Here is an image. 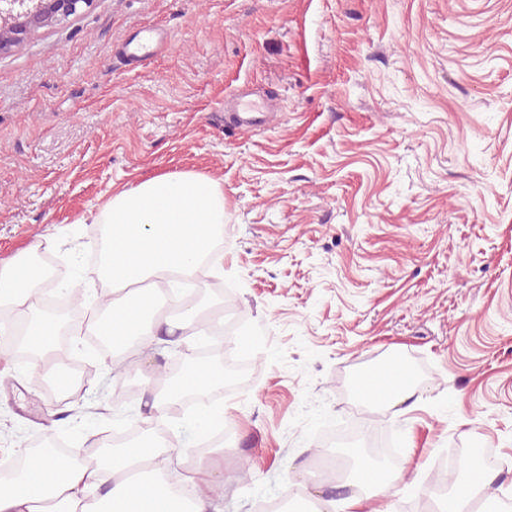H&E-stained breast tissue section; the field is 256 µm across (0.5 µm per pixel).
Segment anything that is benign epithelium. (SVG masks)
<instances>
[{
  "label": "benign epithelium",
  "mask_w": 512,
  "mask_h": 512,
  "mask_svg": "<svg viewBox=\"0 0 512 512\" xmlns=\"http://www.w3.org/2000/svg\"><path fill=\"white\" fill-rule=\"evenodd\" d=\"M94 0H0V53L32 33L86 12Z\"/></svg>",
  "instance_id": "1"
}]
</instances>
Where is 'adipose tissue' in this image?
I'll use <instances>...</instances> for the list:
<instances>
[{
    "mask_svg": "<svg viewBox=\"0 0 512 512\" xmlns=\"http://www.w3.org/2000/svg\"><path fill=\"white\" fill-rule=\"evenodd\" d=\"M96 221L103 226L98 275L110 298L92 308L87 331L123 349L146 348L162 330L194 344L203 334L196 325L197 310L179 307L174 320L163 315L165 299L156 282L174 275L190 280L201 268H221L223 253L215 247L224 232L220 184L200 173L156 174L112 194ZM39 284L28 258L0 264V308L23 316L25 341L44 356V378L63 390L68 377L47 357L60 324L38 311ZM223 382L222 368L195 365L154 389V403L175 404ZM165 421V416L153 417L152 428L142 436L113 448L97 439L95 453L80 460L63 458L45 444L21 469L0 480V512H209L213 489L224 485V457L201 458L186 479L192 495H175L169 469L157 464L162 450L155 444V428Z\"/></svg>",
    "mask_w": 512,
    "mask_h": 512,
    "instance_id": "obj_1",
    "label": "adipose tissue"
}]
</instances>
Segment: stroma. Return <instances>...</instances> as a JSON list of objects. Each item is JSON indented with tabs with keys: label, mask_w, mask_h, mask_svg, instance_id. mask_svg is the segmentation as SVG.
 <instances>
[{
	"label": "stroma",
	"mask_w": 512,
	"mask_h": 512,
	"mask_svg": "<svg viewBox=\"0 0 512 512\" xmlns=\"http://www.w3.org/2000/svg\"><path fill=\"white\" fill-rule=\"evenodd\" d=\"M148 28L165 45L120 63ZM246 87L277 103L253 130L224 106ZM181 172L224 189L225 290L204 269L190 301L234 305L259 364L217 401L234 479L216 512L285 494L428 512L448 448L498 457L474 503L512 512V0H94L0 54V264L36 243L101 287L100 205ZM188 351L161 334L126 358L167 372ZM392 360L413 395L366 407L357 379ZM95 366L55 404L0 349V464L143 419L145 376ZM368 411L404 450L400 492L359 485L387 467L360 442L307 483L319 435Z\"/></svg>",
	"instance_id": "stroma-1"
}]
</instances>
